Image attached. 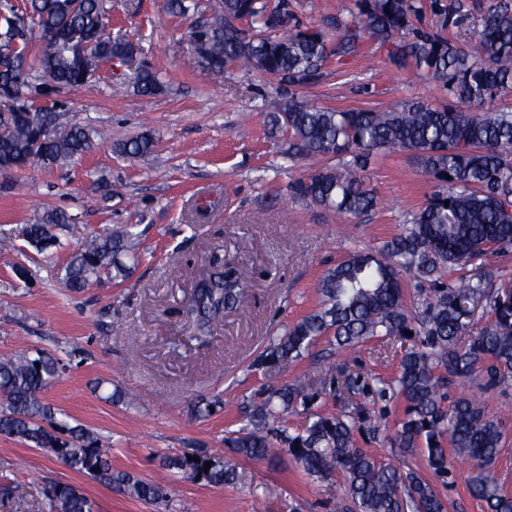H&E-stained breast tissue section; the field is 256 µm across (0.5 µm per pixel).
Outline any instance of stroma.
Returning <instances> with one entry per match:
<instances>
[{"instance_id":"obj_1","label":"stroma","mask_w":512,"mask_h":512,"mask_svg":"<svg viewBox=\"0 0 512 512\" xmlns=\"http://www.w3.org/2000/svg\"><path fill=\"white\" fill-rule=\"evenodd\" d=\"M211 0L194 17L169 0H106L112 34L133 42L132 62L105 64L80 90L35 83L34 108L63 114L67 125L110 128L131 140L151 134V154L131 157L93 138L82 158L25 170L0 169V230L14 248L0 253V356L41 348L66 359L48 389L54 407L109 439L112 465L164 486L156 504L108 488L45 450L0 435V512H51L45 489L78 487L95 512H346L342 479L309 478L289 456L268 461L236 456L224 442L239 408L265 381L250 362L281 330L315 309L318 279L349 252L383 244L425 202L433 183L409 151L376 157L357 174L380 205L363 217L292 200L288 185L315 162L289 163L287 133L272 130L281 89L276 80L227 65L215 81L190 37ZM294 22L333 33L339 6L355 0H288ZM160 70L157 95L138 93L143 67ZM300 96L335 109H400L447 103L435 83L411 81L387 64L385 49L365 39L357 56L328 61ZM64 211L71 228L62 248L37 252L24 232ZM130 228L138 262L126 277H102L72 293L60 279L68 257L91 235ZM245 285L250 303L231 309L206 344L188 338L181 308L215 259ZM401 340L365 343L357 370L393 377ZM136 392L137 405L105 401L113 388ZM220 395L224 407L196 417L194 404ZM218 451L235 462L236 483L212 486L172 473L168 454ZM24 485L26 499L11 487Z\"/></svg>"}]
</instances>
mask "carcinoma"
I'll return each mask as SVG.
<instances>
[{
    "label": "carcinoma",
    "instance_id": "carcinoma-1",
    "mask_svg": "<svg viewBox=\"0 0 512 512\" xmlns=\"http://www.w3.org/2000/svg\"><path fill=\"white\" fill-rule=\"evenodd\" d=\"M424 0H356V11L339 21L336 45L323 32L289 25L288 0H213L212 17L196 23L192 38L214 76L224 78L229 62L288 85L272 122L287 130L284 156L329 159L289 185L293 198L339 216L361 217L378 207L377 197L356 179L379 151H411L425 174L440 183L411 221L377 250H355L319 278L316 309L284 327L253 360L251 368L273 372L309 354L321 339L347 353L379 336L407 342L398 374L386 380L363 375L345 360L320 367V377L303 384L269 379L239 410L241 427L228 437L235 454L271 460L285 452L308 476L343 477L354 512H447L433 484L413 469L404 470L356 446L355 432L377 437L380 420L371 406L392 399L404 403L402 418L389 439L406 452L424 451L428 468L445 486L454 464L448 449L469 460V494L487 512H512V494L493 470L506 438L500 416L466 396L448 390L477 380L483 391L505 393L512 385V275L488 268L490 257L512 251V112H488L484 103L512 90V6L505 0L481 15V29L468 47L440 31L413 26L427 8ZM26 16L6 20L0 32V169L17 163L49 165L73 160L89 148L83 126L56 135L57 112H25L32 80L53 89L84 86L99 64L135 54L133 43L112 36L104 0H28ZM404 30L412 37L396 35ZM54 33L40 55L24 57L15 45L35 33ZM369 33L386 49L399 72L430 78L448 94V104L413 102L395 110H342L301 101L293 88L314 83L329 55H355ZM139 90L162 89L158 73L142 69ZM154 139L143 134L113 148L146 155ZM449 205H444V202ZM60 211L44 224L26 229L27 242L45 251L58 245L56 231L68 228ZM133 234L119 229L91 237L71 254L62 285L79 292L102 274L127 275L124 259L136 255ZM450 266L471 267L455 283L444 280ZM413 272L428 287L419 289L422 311L405 305L399 274ZM245 287L217 265L197 282L183 314L191 322L189 339L200 341L220 324L224 312L246 306ZM412 335H406V332ZM66 364L42 349L0 357V435L42 448L71 469L131 497L167 499L166 490L112 468L110 449L97 434L68 415L57 417L44 393ZM330 398L335 412H315ZM302 417L288 426V415ZM211 462L205 467V462ZM165 465L191 480L211 485L237 480L233 464L219 452L165 457ZM54 512H93L78 488L55 484L47 491Z\"/></svg>",
    "mask_w": 512,
    "mask_h": 512
}]
</instances>
